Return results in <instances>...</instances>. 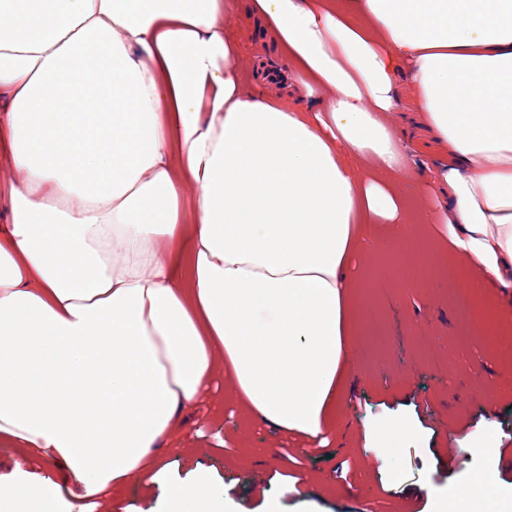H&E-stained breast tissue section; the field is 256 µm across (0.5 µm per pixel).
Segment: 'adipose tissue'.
Segmentation results:
<instances>
[{"label":"adipose tissue","instance_id":"obj_1","mask_svg":"<svg viewBox=\"0 0 512 512\" xmlns=\"http://www.w3.org/2000/svg\"><path fill=\"white\" fill-rule=\"evenodd\" d=\"M237 0H0V512H93L157 484L212 394L325 448L358 335L366 245L423 284L440 243L406 198L447 196L471 296L512 288V0H254L303 110L246 90ZM406 73L448 162L412 169L380 113ZM192 203H185L187 189ZM438 512H493L496 470ZM206 477L167 512H216ZM6 447L8 446L0 445V474L9 473L10 469H12L14 460H19L22 463L23 468L29 472L48 477L62 483L65 472L61 463L36 459L34 457L28 458L27 462H24L20 459V455L17 453L15 448Z\"/></svg>","mask_w":512,"mask_h":512}]
</instances>
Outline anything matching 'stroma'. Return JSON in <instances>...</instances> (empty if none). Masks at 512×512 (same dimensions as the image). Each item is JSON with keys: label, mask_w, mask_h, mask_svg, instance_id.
<instances>
[{"label": "stroma", "mask_w": 512, "mask_h": 512, "mask_svg": "<svg viewBox=\"0 0 512 512\" xmlns=\"http://www.w3.org/2000/svg\"><path fill=\"white\" fill-rule=\"evenodd\" d=\"M227 31L240 49L234 65L245 85L254 84L258 62L280 63L270 38L245 15L233 16ZM397 89L398 108L381 119L409 147L412 165L434 167L441 152L414 110L407 78ZM359 262L369 268L371 306L345 351L354 385L338 412L335 444L313 448L259 422L243 425L229 404L219 424L195 408L185 413L186 450L168 458L173 476L214 478L238 512H266L272 503L280 512H357L362 498L377 512H436L488 469L512 484L500 454L468 441L491 423L501 447L512 448V392L476 383L469 369L477 363L497 375L512 370V348L490 338L461 341L452 295L462 283L447 269L433 267L426 286L407 288L397 266L368 252ZM397 414L416 420L415 436L395 454H364L367 427Z\"/></svg>", "instance_id": "stroma-1"}]
</instances>
